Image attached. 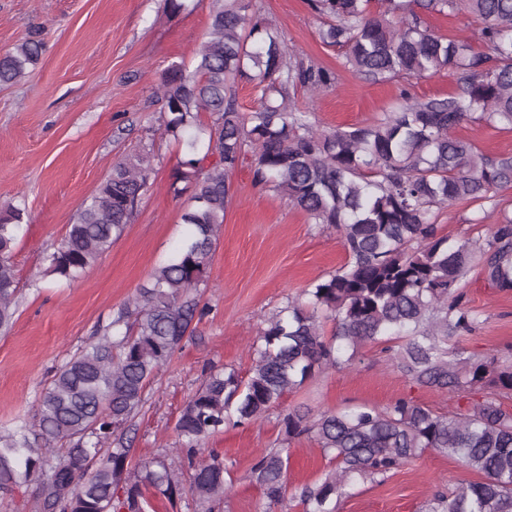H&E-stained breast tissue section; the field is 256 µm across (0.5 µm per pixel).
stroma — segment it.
I'll return each mask as SVG.
<instances>
[{
  "label": "stroma",
  "instance_id": "stroma-1",
  "mask_svg": "<svg viewBox=\"0 0 512 512\" xmlns=\"http://www.w3.org/2000/svg\"><path fill=\"white\" fill-rule=\"evenodd\" d=\"M255 3L299 59L337 75L335 87L295 97L297 104H312L318 129L370 123L403 90L439 97L458 89L443 73L371 83L346 67L342 49L321 42L308 0ZM208 26L209 0H187L180 12L171 11L168 0H0V52L32 37L44 44L23 78L0 87V211L20 208L28 215L11 256L19 278L16 314L11 328L0 332V426L34 421L55 371L110 330L136 289L182 241L188 199L168 191L180 149L161 133L159 88L171 63H191ZM456 135L479 149L512 154V130L466 121ZM144 145L156 153L155 182L132 223L78 281L45 274L44 256L61 242L83 201L118 160ZM232 184L200 289L209 312L147 389L130 425L133 462L172 453L176 421L202 370L225 365L248 372L251 345L266 319L288 300L303 299L305 290L346 261L336 230L313 223L288 198L256 187L250 164L235 170ZM505 212H512V187L481 207L454 206L440 216L439 231L452 238L483 235ZM464 290L482 323L460 344L468 353H491L512 364V292L489 287L476 267ZM402 395L440 413L468 407L466 399L411 383L388 367L379 346L364 345L351 366L317 374L262 421L226 425L206 440L232 477L229 493L211 512H263L265 499L250 481V469L262 452L285 442L291 448L287 510L302 512L300 489L332 465L313 439L286 440L283 411L314 417L325 410L382 407ZM479 479L456 459L427 452L384 482L357 483L338 512H425L438 489Z\"/></svg>",
  "mask_w": 512,
  "mask_h": 512
}]
</instances>
